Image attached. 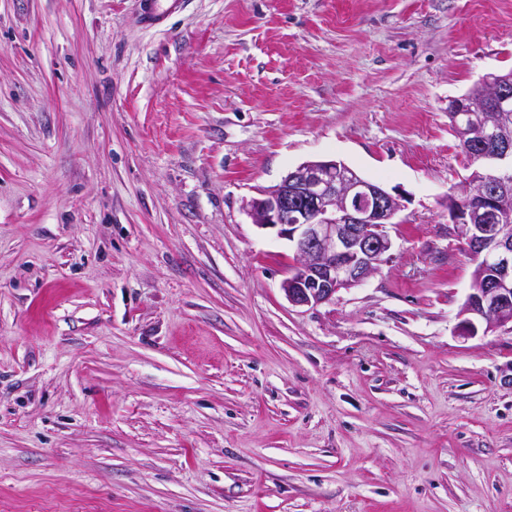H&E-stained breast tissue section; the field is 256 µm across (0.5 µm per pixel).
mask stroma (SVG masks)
<instances>
[{
	"instance_id": "stroma-1",
	"label": "stroma",
	"mask_w": 512,
	"mask_h": 512,
	"mask_svg": "<svg viewBox=\"0 0 512 512\" xmlns=\"http://www.w3.org/2000/svg\"><path fill=\"white\" fill-rule=\"evenodd\" d=\"M0 0V512H512V328L448 100L512 0ZM336 159L398 189L378 271L288 302L244 209ZM185 0H140L139 20L146 27L164 22L178 12Z\"/></svg>"
}]
</instances>
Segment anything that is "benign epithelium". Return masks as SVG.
<instances>
[{
    "mask_svg": "<svg viewBox=\"0 0 512 512\" xmlns=\"http://www.w3.org/2000/svg\"><path fill=\"white\" fill-rule=\"evenodd\" d=\"M479 86L478 105L448 101L463 149L483 169L446 197L457 237L488 271L472 280L461 309L466 335L478 322L512 325V75L489 72ZM403 208V196L336 160L306 161L245 204L253 224L292 243L297 263L281 288L291 304L312 308L378 270L391 248L386 228Z\"/></svg>",
    "mask_w": 512,
    "mask_h": 512,
    "instance_id": "obj_1",
    "label": "benign epithelium"
}]
</instances>
